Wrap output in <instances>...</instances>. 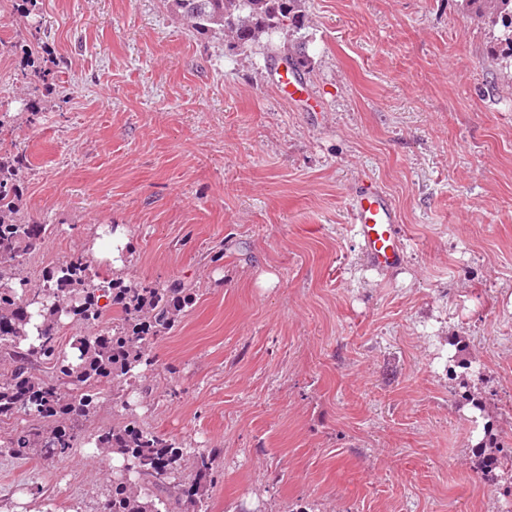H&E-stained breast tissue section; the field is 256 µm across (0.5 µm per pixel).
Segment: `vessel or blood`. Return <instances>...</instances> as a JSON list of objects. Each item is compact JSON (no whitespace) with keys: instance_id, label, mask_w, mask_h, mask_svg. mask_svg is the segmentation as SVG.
Returning a JSON list of instances; mask_svg holds the SVG:
<instances>
[{"instance_id":"obj_1","label":"vessel or blood","mask_w":512,"mask_h":512,"mask_svg":"<svg viewBox=\"0 0 512 512\" xmlns=\"http://www.w3.org/2000/svg\"><path fill=\"white\" fill-rule=\"evenodd\" d=\"M350 212L371 261L380 267L399 265L397 213L384 191L373 183L363 186L352 198Z\"/></svg>"}]
</instances>
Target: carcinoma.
I'll return each instance as SVG.
<instances>
[{"mask_svg":"<svg viewBox=\"0 0 512 512\" xmlns=\"http://www.w3.org/2000/svg\"><path fill=\"white\" fill-rule=\"evenodd\" d=\"M173 13L188 31L200 36H225L229 47L246 52L264 37L286 36L268 44L270 58L291 61L302 74L310 66L305 53L289 37L305 27L302 0H168ZM475 16L503 27L512 51V0H465ZM26 156L0 158V352L12 361L10 372L0 374V418L38 415L55 418L85 417L97 406V386L106 380L118 388L132 385L137 369L150 363V340L171 329L179 313L193 302L181 283L167 288L124 285L101 276L82 255L73 254L30 287L15 270L43 243L47 228L27 221L19 206L17 174ZM112 316V327L104 326ZM40 319L38 345L24 347L27 326ZM74 330L67 352L60 340L62 319ZM52 365L55 379L34 373V361ZM122 421L97 436L96 448L104 455L122 456V465L140 478L118 475L103 503V512H171L167 491L175 501L186 498L193 512H207L204 488L214 481L215 453L182 448L165 436L127 418L126 393L117 396ZM76 436L59 426H17L0 444V453L22 456L39 448L49 457L66 455ZM481 469L512 471V448L484 441L475 448ZM192 460L189 486L178 479L182 462Z\"/></svg>","mask_w":512,"mask_h":512,"instance_id":"cac0c4a2","label":"carcinoma"}]
</instances>
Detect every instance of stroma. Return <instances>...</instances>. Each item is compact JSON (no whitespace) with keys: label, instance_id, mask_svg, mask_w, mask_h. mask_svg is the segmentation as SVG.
<instances>
[{"label":"stroma","instance_id":"1","mask_svg":"<svg viewBox=\"0 0 512 512\" xmlns=\"http://www.w3.org/2000/svg\"><path fill=\"white\" fill-rule=\"evenodd\" d=\"M311 64L282 97L262 47L190 33L166 0H7L0 154H22L35 283L73 253L194 294L149 346L140 423L215 451L208 512H512V66L463 0H303ZM40 32H33V24ZM393 202L399 267L371 264L349 202ZM122 226L124 263L98 260ZM472 364L484 411L449 358ZM0 455V512H98L88 443ZM487 448L490 451L487 452ZM475 451L479 457L481 469L490 474L496 470H508L512 471V448L505 446L499 442H491L490 440L482 441L481 445L475 448Z\"/></svg>","mask_w":512,"mask_h":512}]
</instances>
